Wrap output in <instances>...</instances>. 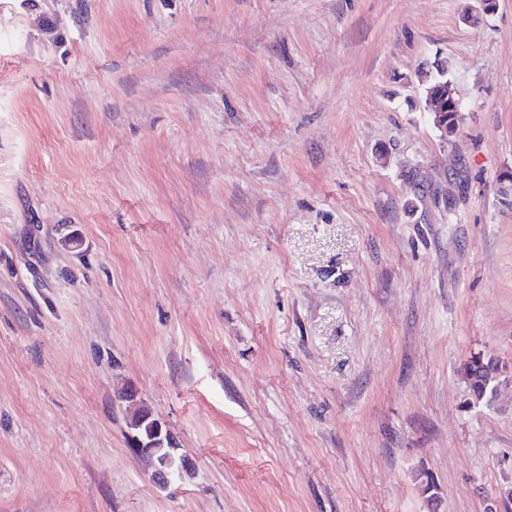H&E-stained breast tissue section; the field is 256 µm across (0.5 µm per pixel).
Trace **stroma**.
<instances>
[{"mask_svg": "<svg viewBox=\"0 0 512 512\" xmlns=\"http://www.w3.org/2000/svg\"><path fill=\"white\" fill-rule=\"evenodd\" d=\"M124 389L183 480H151ZM510 486L512 0H0V512ZM425 111L431 112L434 127L440 132V137L448 139V134H453L457 128L455 124L448 128V112L456 113V117L462 112L461 101L455 98L445 83H437L425 89Z\"/></svg>", "mask_w": 512, "mask_h": 512, "instance_id": "1", "label": "stroma"}]
</instances>
